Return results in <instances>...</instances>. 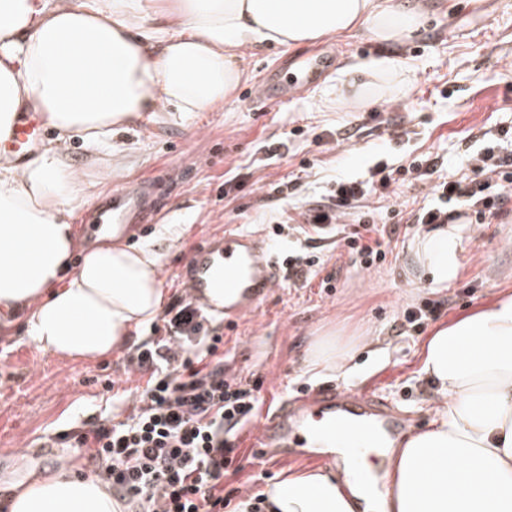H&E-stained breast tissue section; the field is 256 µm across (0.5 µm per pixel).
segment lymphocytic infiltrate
<instances>
[{
	"instance_id": "1",
	"label": "lymphocytic infiltrate",
	"mask_w": 512,
	"mask_h": 512,
	"mask_svg": "<svg viewBox=\"0 0 512 512\" xmlns=\"http://www.w3.org/2000/svg\"><path fill=\"white\" fill-rule=\"evenodd\" d=\"M401 175L430 187L432 200L412 214L415 224L435 229L466 211L481 224L512 208V149L491 145L458 178L440 176L439 159L430 154L406 166L376 163L363 180L337 181L325 202L302 217L316 231L340 223L359 203L390 195ZM386 236L366 210L344 242L350 256L369 266L385 260ZM163 321V335L128 360L129 372L145 385L125 419L105 416L60 439L121 492L127 512H224V477L255 415L261 383L226 375L222 336L186 297L168 304Z\"/></svg>"
}]
</instances>
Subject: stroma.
<instances>
[{
  "instance_id": "stroma-1",
  "label": "stroma",
  "mask_w": 512,
  "mask_h": 512,
  "mask_svg": "<svg viewBox=\"0 0 512 512\" xmlns=\"http://www.w3.org/2000/svg\"><path fill=\"white\" fill-rule=\"evenodd\" d=\"M399 2L423 13L409 39L380 42L361 28L299 48H253L241 84L224 105L192 120L159 112L126 134L135 160L114 180H99L73 217L80 244H93L90 217L115 180L160 181L156 221L141 225L133 240L150 244L161 257L169 302L185 292L178 270L192 248L222 229L272 234L281 259L302 252L305 237L292 218L315 206L335 179L361 177L376 161L432 153L445 174L467 173L485 145L484 132L512 126V0ZM326 48L332 65L311 89L282 106L253 107L261 87L292 79L295 58ZM382 58L407 62L408 90L355 112L338 110L331 91L347 66ZM396 123L405 137H393ZM277 222L282 230L276 234ZM459 231L458 274L438 290L419 277L413 235H393L385 261L369 268L355 263L335 234L324 235L315 242L319 263L307 287L281 279L253 315L221 327L227 374L261 380L263 415L291 396L353 385L385 397L414 418L415 429L425 428L434 391L421 372L429 335L498 292L512 291V213L488 224H461ZM327 278L328 290L321 286ZM426 301L442 308L418 334L405 326L404 315ZM339 328L371 331L376 341L356 354L349 377L309 370L313 338ZM151 335L146 328L108 357L74 360L38 350L20 316L0 324V465L27 450L37 458L64 456L58 434L111 412L107 382H125L128 355ZM237 462L239 471L224 478V497L232 503L321 465L317 459L257 458L248 427L240 434Z\"/></svg>"
}]
</instances>
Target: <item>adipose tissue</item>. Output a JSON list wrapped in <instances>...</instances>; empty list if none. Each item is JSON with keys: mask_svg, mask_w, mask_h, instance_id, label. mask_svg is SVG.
I'll use <instances>...</instances> for the list:
<instances>
[{"mask_svg": "<svg viewBox=\"0 0 512 512\" xmlns=\"http://www.w3.org/2000/svg\"><path fill=\"white\" fill-rule=\"evenodd\" d=\"M421 17L398 0H0V143L20 113L36 112L54 143L23 164L0 154V311L23 314L44 353L111 355L158 316L162 264L147 245L103 235L78 247L71 222L93 181L73 167L67 142L124 157L122 134L147 115L195 116L223 103L245 71L243 52L300 47L367 24L376 40L400 41ZM405 63L356 66L336 90L364 107L406 76ZM455 225L418 236L417 268L432 288L458 273ZM365 334L326 332L309 363L351 374ZM421 371L437 386L427 429L388 448L380 481H351L348 459L268 486L263 512H512V291L439 328ZM5 512H124L108 483L73 458L24 459L0 469Z\"/></svg>", "mask_w": 512, "mask_h": 512, "instance_id": "1", "label": "adipose tissue"}]
</instances>
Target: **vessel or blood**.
I'll list each match as a JSON object with an SVG mask.
<instances>
[{
  "instance_id": "obj_1",
  "label": "vessel or blood",
  "mask_w": 512,
  "mask_h": 512,
  "mask_svg": "<svg viewBox=\"0 0 512 512\" xmlns=\"http://www.w3.org/2000/svg\"><path fill=\"white\" fill-rule=\"evenodd\" d=\"M326 64L322 54L296 62L307 85L323 75ZM42 134L40 117L24 113L11 137L14 158L24 160ZM152 191V184L146 182H128L113 189L106 205V223L126 235L138 225L152 223L156 214L149 204ZM179 277L192 303L232 321L258 309L279 282V265L269 238L229 229L197 247ZM405 425V419L396 417L386 400L329 386L286 400L256 426L254 446L260 453L285 459L295 448H342L358 478L367 445L394 436Z\"/></svg>"
}]
</instances>
